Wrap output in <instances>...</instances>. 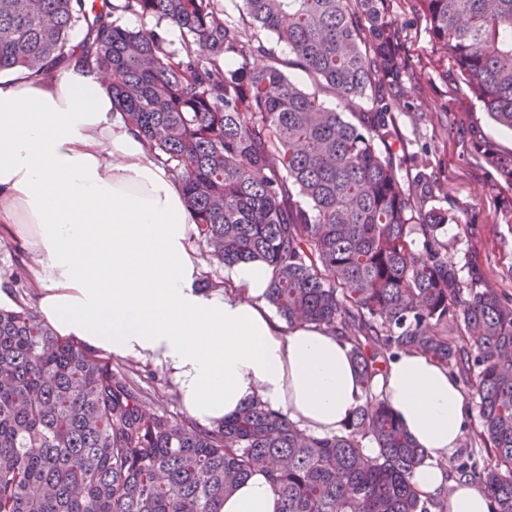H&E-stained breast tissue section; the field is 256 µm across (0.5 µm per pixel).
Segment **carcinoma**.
Masks as SVG:
<instances>
[{
  "mask_svg": "<svg viewBox=\"0 0 512 512\" xmlns=\"http://www.w3.org/2000/svg\"><path fill=\"white\" fill-rule=\"evenodd\" d=\"M387 2L243 0L233 21L222 0H102L91 11L87 0H0V73L32 77L76 58L102 73L182 185L210 259L272 266L268 302L290 328L344 336L367 396L333 435L259 402L202 427L151 409L137 370L112 368L25 305L0 308V512H220L257 468L279 512H445L411 482L424 449L371 392L404 351L458 371L474 392L485 457L450 461L449 476L512 512V299L475 270L459 276L425 175L398 176L390 111L404 65ZM416 3L454 78L512 130V0ZM126 14L178 28L180 50L113 20ZM260 30L314 90L285 74ZM230 57L238 67L222 65ZM325 92L357 122L325 106ZM9 279L17 297L31 288L22 271Z\"/></svg>",
  "mask_w": 512,
  "mask_h": 512,
  "instance_id": "cac0c4a2",
  "label": "carcinoma"
}]
</instances>
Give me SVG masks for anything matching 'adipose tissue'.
I'll return each instance as SVG.
<instances>
[{
    "label": "adipose tissue",
    "mask_w": 512,
    "mask_h": 512,
    "mask_svg": "<svg viewBox=\"0 0 512 512\" xmlns=\"http://www.w3.org/2000/svg\"><path fill=\"white\" fill-rule=\"evenodd\" d=\"M0 230L24 231L37 311L93 351L162 366L201 426L254 402L307 433H339L364 402L350 345L318 325L288 328L266 300L259 260L208 271L186 196L85 63L24 79L0 74ZM374 391L427 453L412 481L446 512H494L479 486L447 477L468 429L465 392L425 355L398 354ZM255 471L221 512H278Z\"/></svg>",
    "instance_id": "adipose-tissue-1"
}]
</instances>
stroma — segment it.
Segmentation results:
<instances>
[{
	"instance_id": "35a3bbf8",
	"label": "stroma",
	"mask_w": 512,
	"mask_h": 512,
	"mask_svg": "<svg viewBox=\"0 0 512 512\" xmlns=\"http://www.w3.org/2000/svg\"><path fill=\"white\" fill-rule=\"evenodd\" d=\"M390 8L414 103L394 109L400 153L432 158L435 204L452 218L440 236L449 258L462 271L477 268L488 285L512 297V183L500 171L512 167V131L497 127L463 84L437 78L440 54L412 0H391ZM112 364L138 369L142 386L161 395L160 410L182 416L177 389L160 366L118 357Z\"/></svg>"
}]
</instances>
